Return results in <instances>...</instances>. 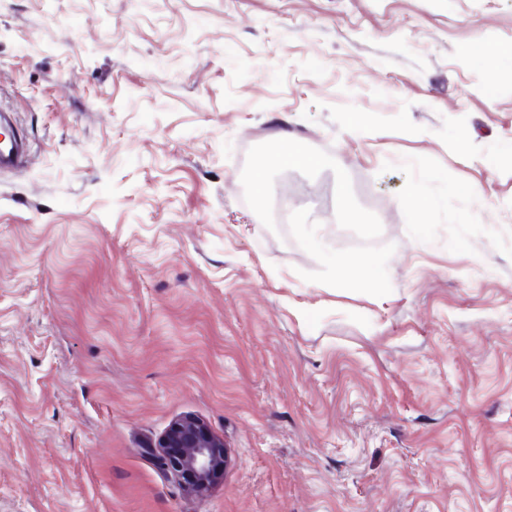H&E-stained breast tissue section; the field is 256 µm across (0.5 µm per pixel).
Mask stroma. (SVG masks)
<instances>
[{
  "label": "stroma",
  "instance_id": "obj_1",
  "mask_svg": "<svg viewBox=\"0 0 512 512\" xmlns=\"http://www.w3.org/2000/svg\"><path fill=\"white\" fill-rule=\"evenodd\" d=\"M512 0H0V512H512ZM467 130L457 145L458 130ZM327 151L391 292L246 204L250 147ZM434 193L476 185L415 222ZM330 248L336 177L282 173ZM470 223L459 221L462 211ZM192 417L223 476L155 444ZM470 58L478 65L489 69L490 80H494L497 69L506 61L512 62V48L499 45H480L469 51ZM4 136L3 142L0 143V169H12L24 161L28 146L21 137L14 140L6 134ZM430 177V173H424V177L420 182L418 192L414 195L413 199L409 201L410 209L415 214H418L419 217H422L426 213L437 209L442 204L447 202V198H440L431 191ZM163 470L194 491L212 486L224 472V442L194 418L173 422L158 443Z\"/></svg>",
  "mask_w": 512,
  "mask_h": 512
}]
</instances>
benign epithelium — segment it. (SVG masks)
<instances>
[{
  "label": "benign epithelium",
  "mask_w": 512,
  "mask_h": 512,
  "mask_svg": "<svg viewBox=\"0 0 512 512\" xmlns=\"http://www.w3.org/2000/svg\"><path fill=\"white\" fill-rule=\"evenodd\" d=\"M158 447L163 470L191 490L203 491L223 475L224 442L194 418L173 422Z\"/></svg>",
  "instance_id": "1"
}]
</instances>
